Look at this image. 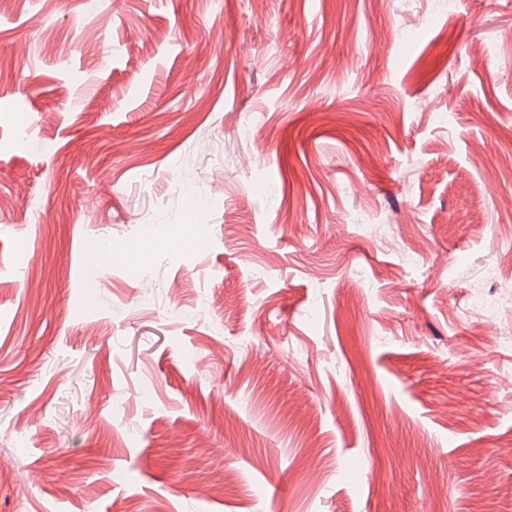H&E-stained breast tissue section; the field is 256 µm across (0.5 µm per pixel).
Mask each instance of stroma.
<instances>
[{
	"mask_svg": "<svg viewBox=\"0 0 512 512\" xmlns=\"http://www.w3.org/2000/svg\"><path fill=\"white\" fill-rule=\"evenodd\" d=\"M507 152L512 0H0V512L512 508Z\"/></svg>",
	"mask_w": 512,
	"mask_h": 512,
	"instance_id": "stroma-1",
	"label": "stroma"
}]
</instances>
